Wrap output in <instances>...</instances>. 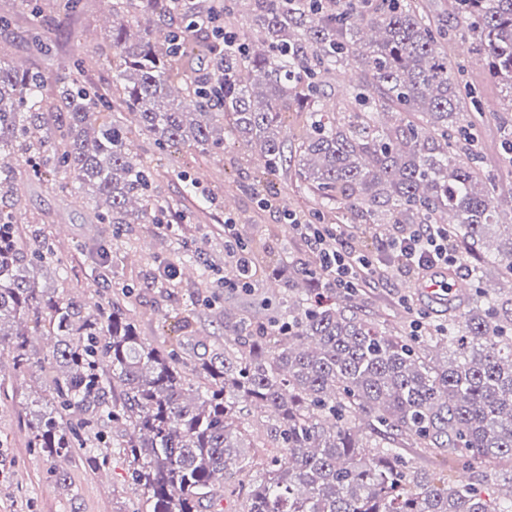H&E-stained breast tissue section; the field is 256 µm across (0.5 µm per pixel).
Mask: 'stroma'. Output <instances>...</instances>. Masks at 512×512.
<instances>
[{
    "mask_svg": "<svg viewBox=\"0 0 512 512\" xmlns=\"http://www.w3.org/2000/svg\"><path fill=\"white\" fill-rule=\"evenodd\" d=\"M110 28L103 16L102 0H80L75 15L61 28L50 31L48 48L42 56L30 54L29 22L23 18H14L6 26L0 24V45L8 46L13 60L37 63L49 76L71 72L75 58L92 61V69L85 71L83 78L95 86L108 68L98 48ZM464 80L482 90L484 110L478 116L482 166L496 177V199H512V169L502 158L501 92L485 83L478 62L468 65ZM235 155V147L229 144L206 160L186 149L153 157L159 173L155 192L160 197L180 200L184 184L177 178V171H186L199 180L200 193L190 198L188 206L203 209L205 216L181 224L179 230L187 248L203 252L215 262L211 276L214 296L209 300L198 297L197 276L182 273L174 279L173 297L166 299L145 290V281L157 275L159 263L170 249L169 239L153 225L134 224L121 237H113L111 225L92 223L82 199L38 182L21 190L20 211L38 220L43 234L54 240L68 269L65 291L93 300L98 294H111L118 284L132 288L133 295L125 305L146 342L160 345L178 338L199 352L204 346L223 343L225 308L253 313V295L267 293L269 287L268 281H259L249 295L225 288L229 270L222 247L225 216L237 218L239 238L262 239L266 259L284 255L302 261L313 258L309 243L296 235L282 217L287 209L310 218V198L299 191L293 179L281 175L268 186L273 197L271 206H259L254 170L238 164ZM325 221L336 225L347 242L361 252L380 254L389 239L388 234L374 232L358 216L331 212ZM104 244L111 245L112 260L99 268L95 251ZM411 283V276L405 274L367 283L360 292L365 314L404 327L412 312L428 313L425 298L412 292ZM403 295L410 297L412 311L397 306V299ZM44 390L37 376L17 374L9 351L0 350V434H7L9 439L7 447H0V512H136L147 493L134 485L124 456L114 455L101 472L91 468L82 454L68 456L62 466L30 447L23 421Z\"/></svg>",
    "mask_w": 512,
    "mask_h": 512,
    "instance_id": "1",
    "label": "stroma"
}]
</instances>
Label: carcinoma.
I'll return each mask as SVG.
<instances>
[{"label":"carcinoma","mask_w":512,"mask_h":512,"mask_svg":"<svg viewBox=\"0 0 512 512\" xmlns=\"http://www.w3.org/2000/svg\"><path fill=\"white\" fill-rule=\"evenodd\" d=\"M224 0L227 45L211 7L193 0H112L107 93L79 78L19 69L0 49V346L14 370L37 367L49 393L31 413L29 445L54 459L76 450L97 469L113 449L129 460L145 512H203L223 480L244 512H512L486 480L421 481L406 451L448 452V469L478 460L512 470V291L486 287L491 268L512 281V224L481 168L476 120L463 102L464 64L444 44L468 42L500 86L504 151L512 156V0H454L455 24L431 23L415 0ZM34 30L57 24L19 0ZM364 79L327 101L325 79ZM296 125L287 124L288 115ZM144 136L201 156L228 139L264 158L257 182L294 169L316 218L336 206L367 224H446L461 243L468 287L444 321L419 335L366 318L312 263H252L287 294L260 318L224 316V346L183 357L137 331L131 309L42 288L37 272L67 273L40 230L9 200L31 179L66 174L98 224H159L174 204L156 171L131 153ZM167 266H210L177 233ZM53 340L40 349L29 324ZM450 350L444 363L430 352ZM266 418L254 436L245 417ZM128 432L102 445L103 429ZM241 448H279L258 461ZM259 468L257 482L242 474Z\"/></svg>","instance_id":"1"}]
</instances>
